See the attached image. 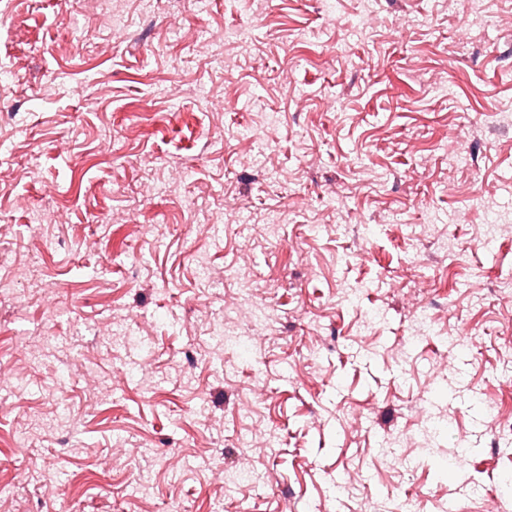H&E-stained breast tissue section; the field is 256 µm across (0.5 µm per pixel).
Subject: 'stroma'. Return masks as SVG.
<instances>
[{"label": "stroma", "instance_id": "stroma-1", "mask_svg": "<svg viewBox=\"0 0 512 512\" xmlns=\"http://www.w3.org/2000/svg\"><path fill=\"white\" fill-rule=\"evenodd\" d=\"M111 3L0 0V512L512 499V0Z\"/></svg>", "mask_w": 512, "mask_h": 512}]
</instances>
